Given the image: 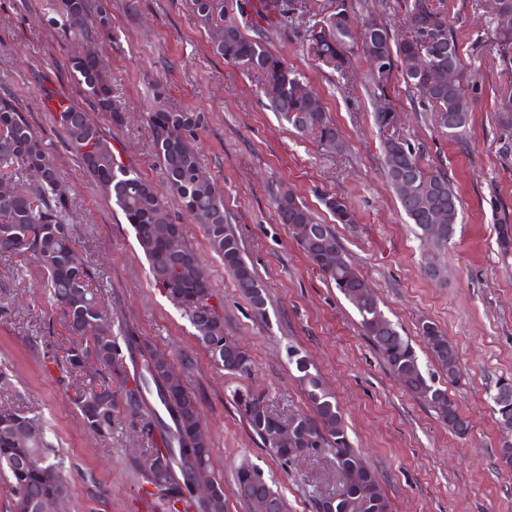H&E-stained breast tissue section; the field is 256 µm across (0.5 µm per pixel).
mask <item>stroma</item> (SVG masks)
I'll use <instances>...</instances> for the list:
<instances>
[{
    "label": "stroma",
    "instance_id": "35a3bbf8",
    "mask_svg": "<svg viewBox=\"0 0 512 512\" xmlns=\"http://www.w3.org/2000/svg\"><path fill=\"white\" fill-rule=\"evenodd\" d=\"M56 2L0 0V96L11 94L61 169L75 236L100 272L113 322L146 336L169 358L183 384L200 395L226 512H249L232 493L235 469L244 460L273 479L288 512H317L318 499L336 489L325 449L288 463L277 459L233 402L232 392L240 388L266 395L278 415L307 411L288 358L292 348L333 391L352 445L377 473L392 512H512V464L501 456L504 435L489 399L497 380L512 379V255H502L496 244L498 225L512 224V126L504 125L498 112L512 77L501 71L489 46L494 22L488 0H442L461 66L477 75L468 90L474 100L471 132L461 144L438 128L431 104L403 79H394L382 98L373 91L362 56H352L345 81L309 62L300 30L268 35L267 48L306 77L343 134L347 147L340 155L327 154L313 137L297 135L272 112L257 74L213 54L211 36L196 25L190 0H108L111 28L90 48L107 63L124 123L113 125L103 112L89 117L116 136L123 164L163 192L166 180L146 121L155 87H163L171 108L207 115L197 131L203 170L221 187L226 218L265 287V316L255 315L191 218L179 211L173 218L185 225L222 302L228 335L250 355L253 369L243 377L212 363L183 312L155 286L121 212L66 149L46 97L75 94L65 58L82 45L42 23ZM382 105L393 112L392 131L411 144L426 169L444 173L461 198L460 222L443 257L444 280L427 275L430 249L386 182L384 134L375 121ZM284 186L320 223L333 226L386 316L414 344H421L419 328L425 322L447 334L461 364L458 382L449 383L428 353L420 359L469 421L466 436L448 431L399 386L362 336L356 310L308 263L271 203ZM327 196L343 198L355 223H336L322 203ZM40 278L35 265L18 270L0 261V367L10 377L0 389V403L43 418L65 460L67 512H145L142 480L131 465L143 448L139 422L121 409L111 437L88 432L73 403V382L44 367L47 353L63 347L67 336L58 330L51 339L41 337L55 308Z\"/></svg>",
    "mask_w": 512,
    "mask_h": 512
}]
</instances>
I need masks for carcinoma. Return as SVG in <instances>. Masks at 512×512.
<instances>
[{
	"label": "carcinoma",
	"mask_w": 512,
	"mask_h": 512,
	"mask_svg": "<svg viewBox=\"0 0 512 512\" xmlns=\"http://www.w3.org/2000/svg\"><path fill=\"white\" fill-rule=\"evenodd\" d=\"M226 0H192L197 22L216 26L220 33L212 51L226 62L247 66L258 74L268 106L296 132L311 135L329 154L344 151L340 130L326 113L312 111L297 89L304 85L300 73L273 54L265 45L267 27H286L304 16L306 0H257L256 37L249 38L238 23L226 15ZM333 10L308 23L303 46L317 65L335 61L333 69L349 70L348 54L356 49L370 67L377 92L383 94L394 72L402 75L415 93L433 106L439 128L451 139L463 141L470 132L472 106L466 95L456 35L448 17L435 0H410L401 25L410 27L397 45L377 20H360L350 0H332ZM48 23L58 25L73 37L88 39L110 26L106 0H60V13ZM494 46L502 70L512 73V26L496 25ZM83 94L101 112L121 113L112 97V86L101 60L95 55L72 56L66 64ZM455 82L448 83V71ZM155 95L148 113L153 146L172 193L164 197L149 181L118 160L116 150L93 124L82 119L83 110L70 98L57 95L56 120L66 143L103 194L122 212L135 232L137 244L149 260L155 285L182 310L194 336L206 348L215 365L228 374L247 375L252 362L243 350L230 351L232 343L224 329L221 306L211 302L213 289L200 275L198 257L188 243L184 225L169 238H159L156 224H170V205H176L201 226L208 244L233 276L236 288L259 315L266 311L262 282L245 260L239 237L228 224L224 198L217 185L200 175L195 148L197 130L203 126L202 112L173 111ZM384 167L389 186L402 210L422 240L435 215L448 214L450 232L430 242L435 253L453 239L461 211V200L448 178L425 169L411 146L400 138L383 140ZM273 205L280 223L290 227L293 237L323 275L349 300L360 316V325L375 351L399 383L423 401L449 430L461 434L468 426L448 390L438 387L422 368L412 341L381 310L364 278L342 256L336 234L316 221L312 212L289 190L277 193ZM325 207L338 224H353L355 216L345 201L326 197ZM500 252L512 254V224L498 226ZM339 254L340 264L329 268L325 258ZM0 259L21 267L30 262L43 273L42 287L57 311L59 323L71 336L62 352L47 354V364L82 380L75 404L87 430L98 436L112 434L115 403L112 385L118 384L124 406L142 423L147 448L133 465L143 482L141 500L160 512H225L224 483L211 467V446L202 433L199 397L187 390L175 375L169 359L156 351L147 337L126 325L112 330V317L99 273L77 244L71 209L63 196L61 175L49 157L42 136L13 99L0 97ZM420 334L448 381L460 378L457 351L446 334L433 323H422ZM299 382L311 406V414L297 413L291 434L296 445L334 449L339 484L327 499L329 512H391L390 500L375 472L352 448L343 412L321 376L301 361L296 362ZM234 401L247 403L248 427L279 459L286 458L288 444L278 439L271 426L274 412L264 396L233 392ZM7 475L14 490L13 512H38L42 497L65 499L67 482L63 462L47 439L39 418L25 410L0 405V474ZM216 482L208 503L193 498L185 482ZM236 495L249 506L253 498L271 499L274 512H287L286 503L264 473L247 460L236 469Z\"/></svg>",
	"instance_id": "obj_1"
}]
</instances>
